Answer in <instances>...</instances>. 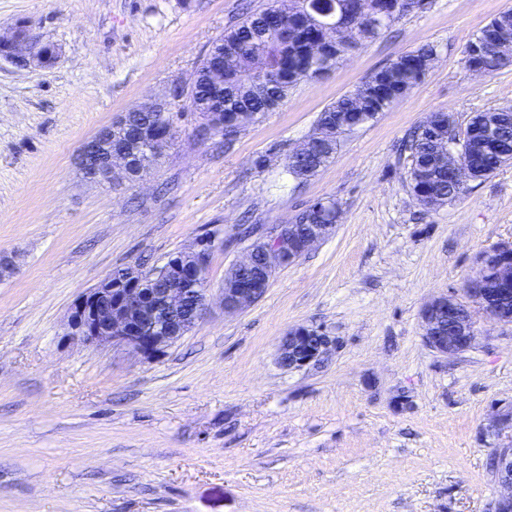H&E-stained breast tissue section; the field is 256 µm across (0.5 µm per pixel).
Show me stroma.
<instances>
[{
	"mask_svg": "<svg viewBox=\"0 0 512 512\" xmlns=\"http://www.w3.org/2000/svg\"><path fill=\"white\" fill-rule=\"evenodd\" d=\"M266 0H0V32L30 23L58 57L0 56V512H496L490 467L512 443V324L473 313L475 341L423 338L434 297L466 299L479 257L512 242V163L426 208L406 188L408 135L432 112L512 107V64L474 76L464 50L512 0H427L224 142L191 114L144 184L86 183L81 143L188 81ZM432 44L423 81L344 136L300 180L285 159L323 110L398 55ZM333 199L334 233L225 315L242 225ZM208 303L164 355L65 334L113 269L155 267L202 237ZM332 341L279 367L296 326Z\"/></svg>",
	"mask_w": 512,
	"mask_h": 512,
	"instance_id": "stroma-1",
	"label": "stroma"
}]
</instances>
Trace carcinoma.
I'll return each instance as SVG.
<instances>
[{"mask_svg": "<svg viewBox=\"0 0 512 512\" xmlns=\"http://www.w3.org/2000/svg\"><path fill=\"white\" fill-rule=\"evenodd\" d=\"M399 0H268L261 10L252 12L239 24L224 32L200 69L215 60L224 62V85L217 87L203 75L191 92V105L173 103L157 112H125L113 123V131H135V143L142 147L168 145L174 136V116L190 110L222 130L243 120L254 122L274 111L288 95L291 86L316 78L336 66L327 56L314 57L310 47L334 34L339 39L353 32L359 42L379 37L388 26L390 9ZM494 26H512V10L499 13L471 40L464 51V63L475 62L488 73L505 64L507 55L492 49ZM437 56L435 47L422 46L399 55L320 113L318 133L285 163L297 179L314 175L333 158L339 141L328 138L326 126H335L341 114L362 113V124L375 120L379 113L405 98L422 81ZM494 136L486 134L487 114L472 116L464 131L457 130L455 118L446 112H433L420 124L408 144L411 167L408 188L415 200L433 207L451 202L465 193L453 180L448 163H439L437 144L445 142L472 169V179L487 178L512 162V109L493 114ZM129 140L123 144L133 143ZM311 211H302L293 224H334L336 203L322 198Z\"/></svg>", "mask_w": 512, "mask_h": 512, "instance_id": "carcinoma-1", "label": "carcinoma"}]
</instances>
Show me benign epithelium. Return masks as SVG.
Segmentation results:
<instances>
[{
    "label": "benign epithelium",
    "instance_id": "obj_1",
    "mask_svg": "<svg viewBox=\"0 0 512 512\" xmlns=\"http://www.w3.org/2000/svg\"><path fill=\"white\" fill-rule=\"evenodd\" d=\"M0 49L9 59L24 67H47L56 59L53 46L43 43L28 24L0 36ZM162 147L130 151L112 147V126L100 129L82 143L79 166L90 182L122 177L129 169L139 170L138 182L145 181L148 168L161 158ZM333 224H278L258 236L246 256L231 269L236 276L224 280V312L232 313L257 302L265 294L273 273L295 263L313 245L328 238ZM210 249L196 243L190 250L172 256L163 267V287L144 288L143 270L127 267L107 275L89 292L80 296L70 311L67 335L86 342L118 343L134 353L152 359L179 341L206 308L208 288L196 289L192 311L183 315L190 293L186 280L206 283ZM497 278L506 284L493 290L487 299L482 288H470L473 306L490 317L512 323V245L501 244L486 252ZM424 339L441 354H455L469 349L474 340V326L469 307L454 296H440L428 302L423 311ZM330 340L321 330L307 326L292 328L280 342L277 361L286 369H301L320 361ZM498 484L507 490L499 501L498 512H512V443L497 448L492 456Z\"/></svg>",
    "mask_w": 512,
    "mask_h": 512
}]
</instances>
